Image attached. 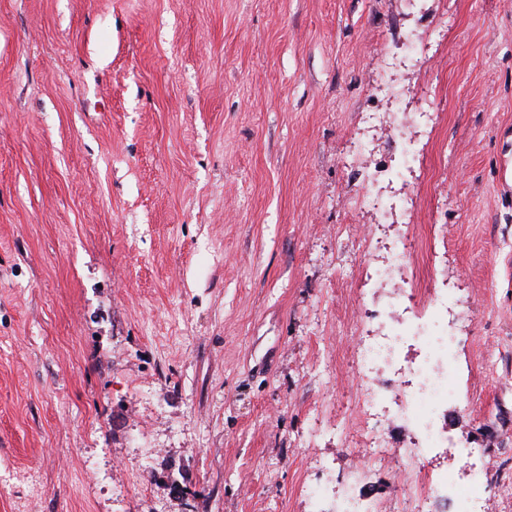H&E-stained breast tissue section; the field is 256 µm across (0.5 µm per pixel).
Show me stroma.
<instances>
[{
    "instance_id": "35a3bbf8",
    "label": "stroma",
    "mask_w": 512,
    "mask_h": 512,
    "mask_svg": "<svg viewBox=\"0 0 512 512\" xmlns=\"http://www.w3.org/2000/svg\"><path fill=\"white\" fill-rule=\"evenodd\" d=\"M411 40L427 60L390 55ZM418 161L369 112L421 111ZM512 0H0V512H405L512 469ZM454 291L448 443L364 462L391 244ZM383 172H387V169H384L380 164L378 165L376 163L373 170L367 173L359 193L352 201L353 208H380L384 206V201L375 189V182L380 179ZM493 480L510 485V480L505 483L503 468L495 462H487L484 473L465 484L459 483L449 471L438 473L423 480L420 493L408 500L406 512H458L450 510V502L466 503L469 511L465 512H472L483 501L485 488Z\"/></svg>"
}]
</instances>
